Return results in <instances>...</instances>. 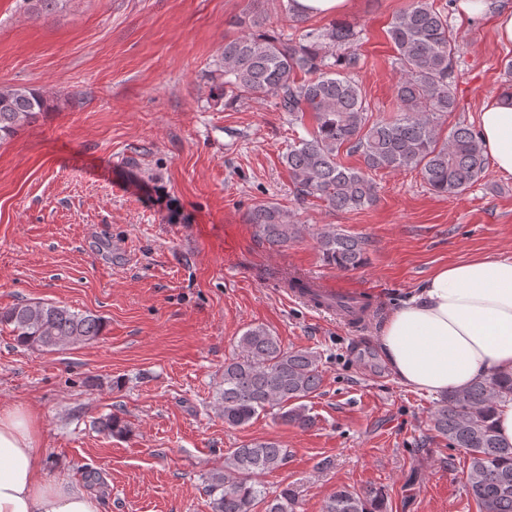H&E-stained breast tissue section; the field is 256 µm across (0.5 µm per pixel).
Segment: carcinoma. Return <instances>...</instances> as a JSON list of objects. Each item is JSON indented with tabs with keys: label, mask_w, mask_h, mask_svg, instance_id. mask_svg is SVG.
Returning <instances> with one entry per match:
<instances>
[{
	"label": "carcinoma",
	"mask_w": 512,
	"mask_h": 512,
	"mask_svg": "<svg viewBox=\"0 0 512 512\" xmlns=\"http://www.w3.org/2000/svg\"><path fill=\"white\" fill-rule=\"evenodd\" d=\"M36 14L56 12L66 0H25ZM358 24L332 21L321 29H304L287 39L251 32L224 42L216 69L206 74L209 92L230 97L275 98L276 108L292 120L309 117L307 136L288 145L284 161L300 200L318 199L337 210H359L376 198L372 174L419 170L428 188L455 197L477 182L487 169L478 130L459 123L442 136L448 113L457 108L454 60L459 44L448 24V5L410 0L388 30L397 52L400 77L395 97L399 115L372 118V110L355 75L361 56L354 49ZM47 108L46 98L27 87H0V140L13 137ZM358 152L363 166L341 161V151ZM256 234L274 246L299 237L300 227L273 203L254 206L248 215ZM323 259L341 270L362 266L367 241L335 229L318 233ZM0 325L11 327L25 347L52 351L97 339L103 320L52 303L20 302L0 311ZM322 384L319 359L307 349L289 350L261 326L238 339V354L224 362L219 392L224 423L244 427L273 410L286 425L308 429L315 424L306 404ZM512 398V374L481 379L441 395L434 403V430L448 447L464 451L466 487L480 512H512V445L496 434L491 417L496 403ZM112 436L128 432L117 414L101 421ZM288 460V449L274 441L252 440L230 449L224 470L212 473L206 493L212 512H296V495L288 487L267 498L256 477ZM323 512H387L382 489L339 487Z\"/></svg>",
	"instance_id": "1"
}]
</instances>
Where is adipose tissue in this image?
<instances>
[{
    "label": "adipose tissue",
    "instance_id": "1",
    "mask_svg": "<svg viewBox=\"0 0 512 512\" xmlns=\"http://www.w3.org/2000/svg\"><path fill=\"white\" fill-rule=\"evenodd\" d=\"M497 171L512 178V95L491 96L478 120ZM377 344L399 381L443 394L512 372V255L488 253L435 269L385 320ZM39 417L0 409V512H100L82 488L50 478Z\"/></svg>",
    "mask_w": 512,
    "mask_h": 512
}]
</instances>
